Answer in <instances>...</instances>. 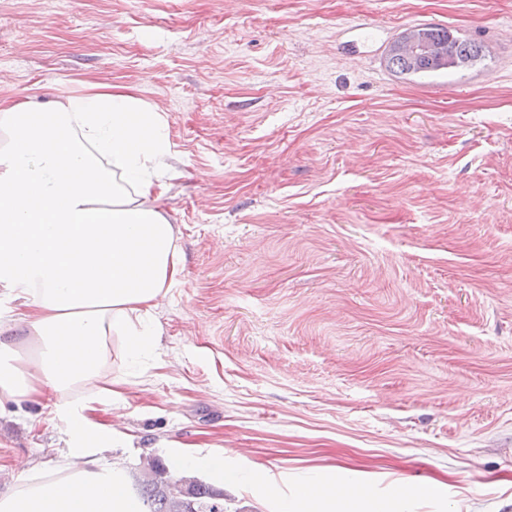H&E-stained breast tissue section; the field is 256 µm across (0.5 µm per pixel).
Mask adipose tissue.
Instances as JSON below:
<instances>
[{
    "label": "adipose tissue",
    "instance_id": "obj_1",
    "mask_svg": "<svg viewBox=\"0 0 512 512\" xmlns=\"http://www.w3.org/2000/svg\"><path fill=\"white\" fill-rule=\"evenodd\" d=\"M172 156L163 116L130 90L0 100V412L53 398L75 458L23 476L0 512H140L100 468L116 432L89 417L88 393L112 339L134 364L161 345L155 313L183 261L161 205ZM172 464L177 477L207 470L238 482L220 452L187 448Z\"/></svg>",
    "mask_w": 512,
    "mask_h": 512
}]
</instances>
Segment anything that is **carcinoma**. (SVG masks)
<instances>
[{
    "instance_id": "carcinoma-1",
    "label": "carcinoma",
    "mask_w": 512,
    "mask_h": 512,
    "mask_svg": "<svg viewBox=\"0 0 512 512\" xmlns=\"http://www.w3.org/2000/svg\"><path fill=\"white\" fill-rule=\"evenodd\" d=\"M418 31L444 45L453 37L444 26H421ZM386 66L396 76L418 73L394 55L386 57ZM132 496L141 503L143 512H213V504L224 493L194 479H175L160 460L153 458L147 462L143 478L134 481Z\"/></svg>"
}]
</instances>
